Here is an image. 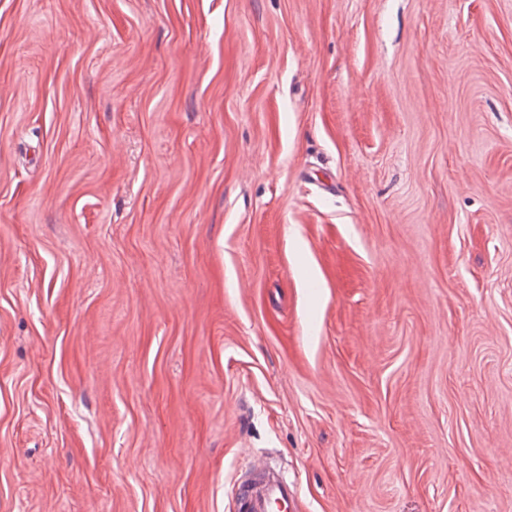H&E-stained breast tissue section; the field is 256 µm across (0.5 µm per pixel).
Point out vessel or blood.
<instances>
[{
	"label": "vessel or blood",
	"instance_id": "obj_1",
	"mask_svg": "<svg viewBox=\"0 0 512 512\" xmlns=\"http://www.w3.org/2000/svg\"><path fill=\"white\" fill-rule=\"evenodd\" d=\"M238 512H298L299 503L287 482L270 476L267 464L256 460L252 476L237 487Z\"/></svg>",
	"mask_w": 512,
	"mask_h": 512
}]
</instances>
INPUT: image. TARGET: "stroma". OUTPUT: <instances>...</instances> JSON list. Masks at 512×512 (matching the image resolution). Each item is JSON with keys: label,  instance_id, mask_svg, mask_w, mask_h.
Returning <instances> with one entry per match:
<instances>
[{"label": "stroma", "instance_id": "stroma-1", "mask_svg": "<svg viewBox=\"0 0 512 512\" xmlns=\"http://www.w3.org/2000/svg\"><path fill=\"white\" fill-rule=\"evenodd\" d=\"M512 512V0H0V512ZM253 478L237 487L238 512H295L298 499L287 482L267 471V462L258 459L252 465Z\"/></svg>", "mask_w": 512, "mask_h": 512}]
</instances>
